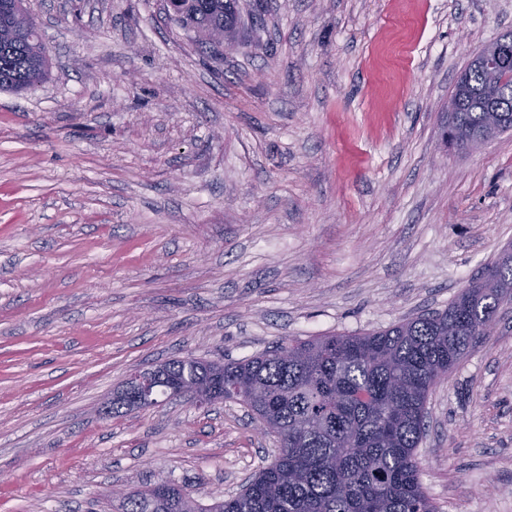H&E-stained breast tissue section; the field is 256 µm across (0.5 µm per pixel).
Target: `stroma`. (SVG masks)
<instances>
[{"mask_svg":"<svg viewBox=\"0 0 512 512\" xmlns=\"http://www.w3.org/2000/svg\"><path fill=\"white\" fill-rule=\"evenodd\" d=\"M47 78L0 91V512L228 497L277 450L246 408L102 418L139 370L447 308L512 248V132L440 137L512 0H243L214 54L165 0H29ZM439 512H512V302L433 391Z\"/></svg>","mask_w":512,"mask_h":512,"instance_id":"35a3bbf8","label":"stroma"}]
</instances>
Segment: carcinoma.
<instances>
[{
    "label": "carcinoma",
    "mask_w": 512,
    "mask_h": 512,
    "mask_svg": "<svg viewBox=\"0 0 512 512\" xmlns=\"http://www.w3.org/2000/svg\"><path fill=\"white\" fill-rule=\"evenodd\" d=\"M239 0H181L171 20L215 53L237 28ZM49 59L25 0H0V90L42 82ZM489 96L486 71L469 63L451 91L443 137L474 146L488 109L499 132L512 130V58ZM512 301V250L491 263L442 311L384 330L290 338L245 361L224 363L217 399L250 411L277 436L278 452L236 495L203 504L197 485L151 484L123 496V512H436L421 482L418 450L426 436L433 388L453 373ZM206 361L187 355L164 363L152 394L207 377Z\"/></svg>",
    "instance_id": "1"
}]
</instances>
